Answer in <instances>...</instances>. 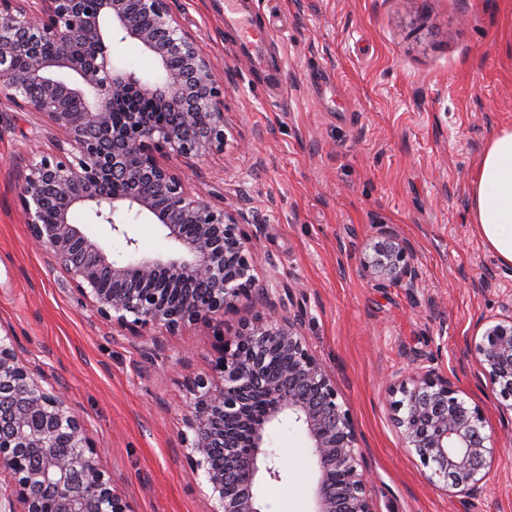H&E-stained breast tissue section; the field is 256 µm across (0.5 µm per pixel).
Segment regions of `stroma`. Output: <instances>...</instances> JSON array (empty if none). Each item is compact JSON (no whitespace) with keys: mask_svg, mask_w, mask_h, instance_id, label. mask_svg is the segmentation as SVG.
<instances>
[{"mask_svg":"<svg viewBox=\"0 0 512 512\" xmlns=\"http://www.w3.org/2000/svg\"><path fill=\"white\" fill-rule=\"evenodd\" d=\"M181 25L224 82V150L178 163L215 204L250 199L257 287L278 289L330 367L361 433L376 512H512V412L477 375L469 342L512 295V267L475 234L469 185L489 139L512 125V0H238L265 31L261 51L224 23V0H173ZM114 66L156 81L136 41L114 37ZM39 118L0 102V336L85 421L100 464L134 512H207L205 481L186 460L189 383L219 380L247 302L171 333L112 326L73 290L53 253L32 246L18 210L25 162L51 150ZM110 254L175 252L146 216L126 235L75 209ZM412 247L414 293L376 287L361 270L379 225ZM426 365L454 375L480 408L496 459L472 499L430 483L392 422L388 386ZM281 478L260 488L264 512H310L316 475L305 432H270Z\"/></svg>","mask_w":512,"mask_h":512,"instance_id":"obj_1","label":"stroma"}]
</instances>
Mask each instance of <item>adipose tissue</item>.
<instances>
[{
  "mask_svg": "<svg viewBox=\"0 0 512 512\" xmlns=\"http://www.w3.org/2000/svg\"><path fill=\"white\" fill-rule=\"evenodd\" d=\"M470 210L478 236L512 266V126L497 131L478 162Z\"/></svg>",
  "mask_w": 512,
  "mask_h": 512,
  "instance_id": "obj_1",
  "label": "adipose tissue"
}]
</instances>
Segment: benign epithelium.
Here are the masks:
<instances>
[{
  "instance_id": "benign-epithelium-1",
  "label": "benign epithelium",
  "mask_w": 512,
  "mask_h": 512,
  "mask_svg": "<svg viewBox=\"0 0 512 512\" xmlns=\"http://www.w3.org/2000/svg\"><path fill=\"white\" fill-rule=\"evenodd\" d=\"M0 0V96L21 112L44 118L55 153L26 164L18 195L34 244L51 249L73 289L122 330L175 331L240 302L266 314L242 324L224 346L222 382H190L187 459L203 472L208 512H262L259 479L280 478L268 427L292 419L306 431L318 478L312 512H376L368 473L358 455L356 425L332 372L312 352L275 293H254L255 245L244 209L197 198L167 159H193L224 149V82L195 38L182 28L170 0ZM157 60L163 79L144 82L111 65L114 29ZM157 109H180L178 124L156 112L114 107L132 93ZM95 217L124 236L129 256L106 249L70 222L72 211ZM136 211L161 226L176 254L149 257L123 229L120 214ZM363 271L380 287H418L411 246L389 226ZM506 314L487 322L473 351L492 391L512 410V298ZM285 363L276 376L267 365ZM392 393L403 448L429 469L446 493L484 492L493 449L482 434L485 416L458 396L455 382L416 367ZM100 450L84 421L0 336V472L12 482L21 512H133L99 464Z\"/></svg>"
}]
</instances>
